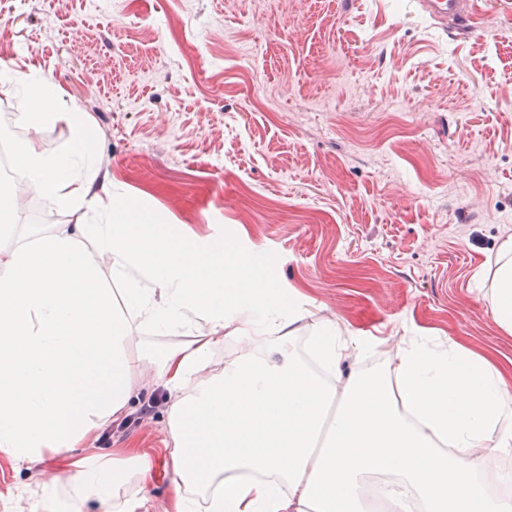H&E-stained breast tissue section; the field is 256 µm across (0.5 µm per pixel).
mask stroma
<instances>
[{"mask_svg":"<svg viewBox=\"0 0 512 512\" xmlns=\"http://www.w3.org/2000/svg\"><path fill=\"white\" fill-rule=\"evenodd\" d=\"M473 10L460 39L414 0H0V61L80 106L113 203L223 238L306 321L512 371L480 297L512 237V0ZM166 418L74 454L162 459ZM59 466L0 456V512Z\"/></svg>","mask_w":512,"mask_h":512,"instance_id":"obj_1","label":"stroma"}]
</instances>
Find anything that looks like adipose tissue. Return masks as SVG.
Wrapping results in <instances>:
<instances>
[{"mask_svg":"<svg viewBox=\"0 0 512 512\" xmlns=\"http://www.w3.org/2000/svg\"><path fill=\"white\" fill-rule=\"evenodd\" d=\"M71 123L73 148L41 133ZM13 154L51 208L96 209L112 194L86 144L78 106L52 99L17 113ZM0 194V456L23 464L71 455L123 419L136 387L168 390L166 512H512V380L457 343L409 336L383 371L346 368L367 344L321 319L299 339L302 311L221 239L160 232L129 208L95 224L17 234ZM110 260L102 269L100 257ZM489 310L512 334V239L495 257ZM122 283L112 296L105 279ZM166 337L157 351L141 333ZM235 354L220 375L215 349ZM153 459L73 458L46 483L43 512H137Z\"/></svg>","mask_w":512,"mask_h":512,"instance_id":"obj_1","label":"adipose tissue"}]
</instances>
